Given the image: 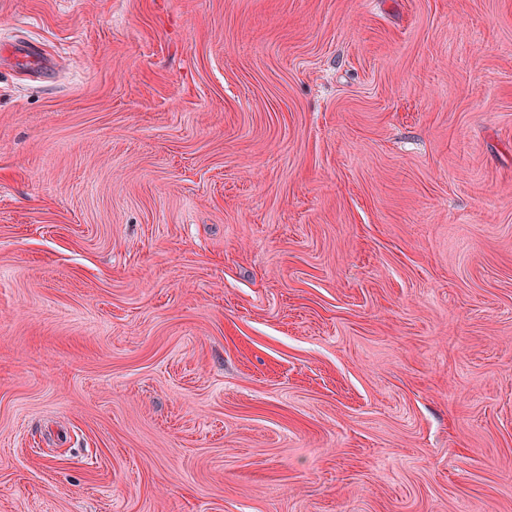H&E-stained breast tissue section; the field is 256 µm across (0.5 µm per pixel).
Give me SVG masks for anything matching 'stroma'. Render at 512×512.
I'll use <instances>...</instances> for the list:
<instances>
[{
  "mask_svg": "<svg viewBox=\"0 0 512 512\" xmlns=\"http://www.w3.org/2000/svg\"><path fill=\"white\" fill-rule=\"evenodd\" d=\"M0 512H512V0H0Z\"/></svg>",
  "mask_w": 512,
  "mask_h": 512,
  "instance_id": "stroma-1",
  "label": "stroma"
}]
</instances>
